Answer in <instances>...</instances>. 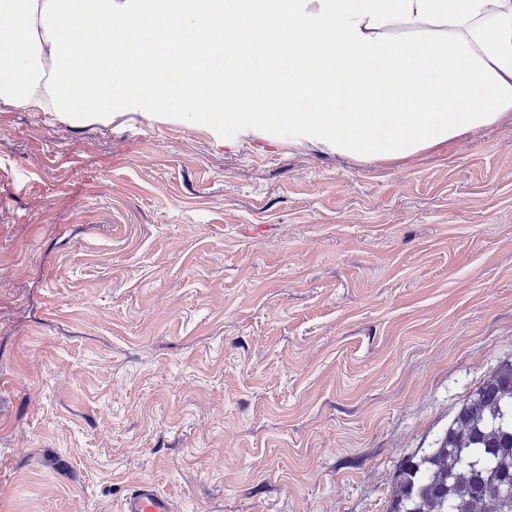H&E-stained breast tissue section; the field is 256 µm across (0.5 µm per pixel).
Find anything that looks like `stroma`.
Segmentation results:
<instances>
[{
  "label": "stroma",
  "mask_w": 512,
  "mask_h": 512,
  "mask_svg": "<svg viewBox=\"0 0 512 512\" xmlns=\"http://www.w3.org/2000/svg\"><path fill=\"white\" fill-rule=\"evenodd\" d=\"M512 360V120L400 163L0 110V512H389ZM115 512H177L175 499L151 482H138L117 503Z\"/></svg>",
  "instance_id": "1"
}]
</instances>
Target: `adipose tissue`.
Instances as JSON below:
<instances>
[{
  "label": "adipose tissue",
  "mask_w": 512,
  "mask_h": 512,
  "mask_svg": "<svg viewBox=\"0 0 512 512\" xmlns=\"http://www.w3.org/2000/svg\"><path fill=\"white\" fill-rule=\"evenodd\" d=\"M0 15V105L28 112L101 116L120 83L231 108L235 136L275 128L367 163L512 118V0H237L230 16L224 0H0ZM206 52L223 75H197Z\"/></svg>",
  "instance_id": "adipose-tissue-1"
}]
</instances>
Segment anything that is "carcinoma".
I'll list each match as a JSON object with an SVG mask.
<instances>
[{"label": "carcinoma", "mask_w": 512, "mask_h": 512, "mask_svg": "<svg viewBox=\"0 0 512 512\" xmlns=\"http://www.w3.org/2000/svg\"><path fill=\"white\" fill-rule=\"evenodd\" d=\"M390 512H512V361L487 375L435 447L402 462Z\"/></svg>", "instance_id": "cac0c4a2"}]
</instances>
